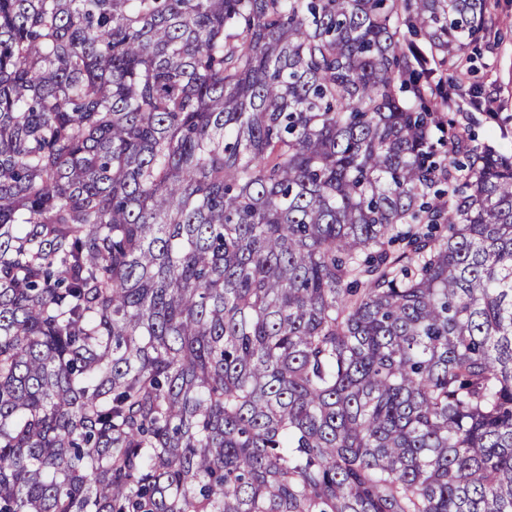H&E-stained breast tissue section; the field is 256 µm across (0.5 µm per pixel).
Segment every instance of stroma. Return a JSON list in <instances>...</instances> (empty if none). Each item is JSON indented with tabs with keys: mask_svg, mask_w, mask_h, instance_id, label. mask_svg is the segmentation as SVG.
I'll return each instance as SVG.
<instances>
[{
	"mask_svg": "<svg viewBox=\"0 0 512 512\" xmlns=\"http://www.w3.org/2000/svg\"><path fill=\"white\" fill-rule=\"evenodd\" d=\"M495 17V42L480 48L461 65L460 72L436 68L430 81L447 88L449 82L462 84L466 98H452L448 105L456 120L468 126L473 143L497 153L512 155V0H491ZM494 99L493 113L482 104Z\"/></svg>",
	"mask_w": 512,
	"mask_h": 512,
	"instance_id": "obj_1",
	"label": "stroma"
}]
</instances>
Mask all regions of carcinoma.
Instances as JSON below:
<instances>
[{
  "mask_svg": "<svg viewBox=\"0 0 512 512\" xmlns=\"http://www.w3.org/2000/svg\"><path fill=\"white\" fill-rule=\"evenodd\" d=\"M489 0H0V512H512ZM495 17L496 37L489 48L480 43V50L470 53L463 61L461 72L445 70L439 66L431 75L433 86L448 91V81L454 80L470 90L466 99L452 97L448 109L455 119L469 127L471 144L484 146L502 155H512V0H491ZM495 100L494 118L484 109V100ZM479 103H482L481 107Z\"/></svg>",
  "mask_w": 512,
  "mask_h": 512,
  "instance_id": "cac0c4a2",
  "label": "carcinoma"
}]
</instances>
